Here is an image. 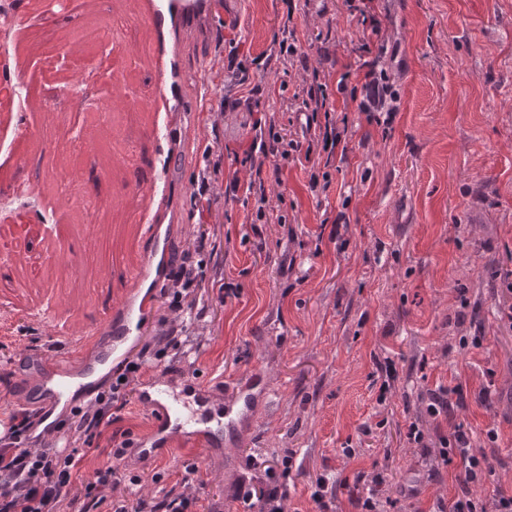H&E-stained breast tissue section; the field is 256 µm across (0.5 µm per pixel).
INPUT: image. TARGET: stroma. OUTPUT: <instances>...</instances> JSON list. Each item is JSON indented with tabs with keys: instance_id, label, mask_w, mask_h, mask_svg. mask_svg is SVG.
I'll list each match as a JSON object with an SVG mask.
<instances>
[{
	"instance_id": "35a3bbf8",
	"label": "stroma",
	"mask_w": 512,
	"mask_h": 512,
	"mask_svg": "<svg viewBox=\"0 0 512 512\" xmlns=\"http://www.w3.org/2000/svg\"><path fill=\"white\" fill-rule=\"evenodd\" d=\"M9 2L24 38H40L45 23L54 25L57 40L27 61L39 81L67 86L69 99L37 116L17 108L15 125L42 137L14 164L12 183L0 184V202L12 199L15 186L31 190L26 221L39 225L41 248L58 255L52 268L35 265L29 250L0 253V341L12 345L11 362L0 363V399L8 403L20 385L16 359L38 353L13 343L17 329L33 330L40 345L65 353L70 336L102 321L107 274L142 263L147 222L134 189L142 181L140 155H152L158 168L167 155L166 143L146 132L165 115L152 109L153 73L137 63L142 28L99 0L101 21L118 34L97 48L98 68L77 71L68 41L89 30L83 0L54 16L47 0ZM378 6L383 41L398 49L397 61H381L395 93L386 102L391 123L377 125L349 94H337L336 114L352 130L348 153L324 195L311 192L304 160L268 179V207L283 223L250 224L252 207L242 195L218 196L203 224L192 204L204 147L217 138L233 148L253 139L247 107L225 111L218 124L209 101L195 97L174 127L190 160L166 177L171 251L209 234L223 249L216 273L237 284L239 296L210 306L196 358L168 354L151 361L143 379L186 375L221 403L257 368L267 398L236 424L223 454L187 441L175 457L160 452L146 465L161 473V486L189 483L224 512H244L234 498L237 484L268 467L283 476L285 512H310L322 476L336 483L328 512H355L352 496L371 488L380 512H434L457 488L456 468L439 465L434 448L452 421L476 439L497 429L494 479L475 491L512 492V329L498 317L512 294L493 277L512 270V0ZM288 12L303 62L273 64L256 75L271 91L261 109L277 113L278 128L298 139L299 125L280 109L305 80V66L347 76L352 87L361 83L355 49L363 33L342 0H226L206 30L183 35L182 62L212 98L234 95V75L217 57L251 66L273 49ZM115 56L125 59L119 86L106 66ZM105 100L116 108L104 125L98 108ZM89 132L112 156L105 187L94 197L103 213L97 224L62 193L66 183L87 186L80 137ZM60 223L71 227L63 241L54 235ZM463 336L481 337L482 344L459 350ZM442 387L464 395L449 419L427 412L430 392ZM413 424L424 446L409 441ZM376 474L382 483L375 488L369 478ZM157 486L146 485V493Z\"/></svg>"
}]
</instances>
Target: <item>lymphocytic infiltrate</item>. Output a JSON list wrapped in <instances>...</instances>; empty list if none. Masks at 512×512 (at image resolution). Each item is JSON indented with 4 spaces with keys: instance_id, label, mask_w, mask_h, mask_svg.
<instances>
[{
    "instance_id": "1",
    "label": "lymphocytic infiltrate",
    "mask_w": 512,
    "mask_h": 512,
    "mask_svg": "<svg viewBox=\"0 0 512 512\" xmlns=\"http://www.w3.org/2000/svg\"><path fill=\"white\" fill-rule=\"evenodd\" d=\"M349 16L367 34L357 49L358 69L363 73L359 111L381 110L389 93L385 71L379 70L378 57L371 46L381 39V21L374 0H344ZM346 79H333L331 73L312 70L309 80L289 99L308 142L281 135L275 130L274 113H257L253 127L257 132L247 149L235 153L234 161L250 171L246 189L255 199L251 221L271 223L267 210L262 160L274 159V174H281L298 154L316 156L309 185L328 191L329 170L336 164V151L346 144L348 129L338 126L333 92H345ZM224 144L215 141L205 147L202 164L193 178V205L198 214L211 210L217 185H224L226 196H236L237 179L224 177ZM218 254L213 239L199 237L192 248L172 260L159 293L167 309L180 318L179 325L159 319L158 327L142 348L127 357L108 378L95 397L71 408L69 415L46 422L42 409H11L8 430L0 434V512H218L215 505H202L187 486H172L162 494L145 495L144 475L127 474L125 456L133 441L129 432L113 431L112 409L126 401L129 388L142 377L148 356H161L193 336L207 306L205 289L217 292L219 302L235 297L232 283L206 275ZM498 432L489 429L482 444H475L463 424H450L447 434L438 438L437 456L443 465H457L458 489L451 503H438L436 512H512V493L496 491L487 498L473 491L493 473L487 451L496 447ZM107 463H100L101 455ZM96 469L90 480H82L87 464Z\"/></svg>"
}]
</instances>
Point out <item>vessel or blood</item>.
<instances>
[{"label": "vessel or blood", "mask_w": 512, "mask_h": 512, "mask_svg": "<svg viewBox=\"0 0 512 512\" xmlns=\"http://www.w3.org/2000/svg\"><path fill=\"white\" fill-rule=\"evenodd\" d=\"M213 8V0H150L142 19L152 37L149 60L159 84L156 111L173 115L186 110L187 82L180 65L178 38L201 17L211 16ZM151 136L168 140L169 165L188 163V156L170 129L154 128ZM144 254L143 265L123 278L126 290L122 300L106 306L105 345L86 358L77 372L62 370V360L57 356L42 354L25 359L19 388L25 403L39 399L68 406L74 398L85 400L95 396L101 372L121 356L139 330L145 311L138 303L139 298L152 285L160 284L168 270L170 240L161 213H154L147 226ZM260 379V372H252L237 397L218 406L209 390L192 379L167 377L141 387L139 400L155 419L152 451L169 446L174 438L184 437L202 439L212 453H222L225 432L232 430L237 419L251 408L253 390Z\"/></svg>", "instance_id": "obj_1"}]
</instances>
